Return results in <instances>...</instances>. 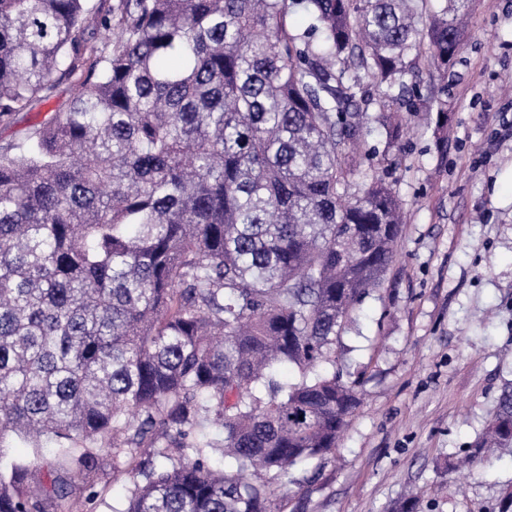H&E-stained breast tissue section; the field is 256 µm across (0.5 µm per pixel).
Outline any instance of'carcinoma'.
<instances>
[{
    "label": "carcinoma",
    "instance_id": "cac0c4a2",
    "mask_svg": "<svg viewBox=\"0 0 512 512\" xmlns=\"http://www.w3.org/2000/svg\"><path fill=\"white\" fill-rule=\"evenodd\" d=\"M468 16L0 0V123L77 80L66 111L0 147V512L95 497L109 452L136 475L113 512H272L274 486L316 478L360 403L336 346L400 235L392 185L353 189L358 147L375 126L395 146L421 97L411 52L447 71ZM15 436L56 445L45 470L8 458ZM504 446L512 383L448 468Z\"/></svg>",
    "mask_w": 512,
    "mask_h": 512
}]
</instances>
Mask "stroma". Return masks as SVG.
<instances>
[{
	"label": "stroma",
	"instance_id": "stroma-1",
	"mask_svg": "<svg viewBox=\"0 0 512 512\" xmlns=\"http://www.w3.org/2000/svg\"><path fill=\"white\" fill-rule=\"evenodd\" d=\"M424 96L446 102L438 140L408 119L397 147L372 130L363 151L406 214L380 288L357 304L336 354L362 377L361 404L335 457L303 489L301 512H395L407 491L417 512H494L512 482V447L454 474L512 380V0H472L464 45L445 79L418 60ZM72 81L0 124V146L66 110ZM131 474L104 469L93 500L66 512H112Z\"/></svg>",
	"mask_w": 512,
	"mask_h": 512
}]
</instances>
